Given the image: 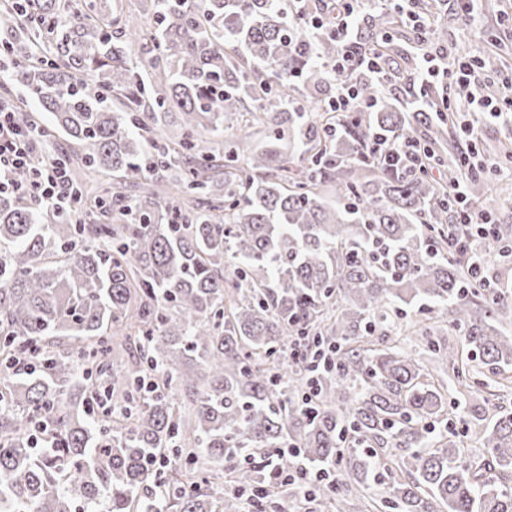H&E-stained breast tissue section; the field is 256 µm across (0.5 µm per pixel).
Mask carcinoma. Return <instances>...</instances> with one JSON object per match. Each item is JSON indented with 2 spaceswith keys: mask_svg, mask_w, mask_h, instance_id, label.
<instances>
[{
  "mask_svg": "<svg viewBox=\"0 0 512 512\" xmlns=\"http://www.w3.org/2000/svg\"><path fill=\"white\" fill-rule=\"evenodd\" d=\"M149 2L142 24L97 0H0V26L18 31L9 80L28 91L10 109L41 130L30 101L53 114L72 143L59 161L80 168L73 183L88 199L63 213L0 195V512H237L234 489L263 477L240 456L288 441L308 463H341L307 500L275 487L264 503L282 512L328 501L355 512L342 485L381 470L370 512H512V411L481 430L479 447H456L435 434L443 382L403 347L422 337L466 387L474 353L502 376L512 306L477 285L490 273L475 271L473 246L456 245L466 234L446 182L369 150L373 133L413 141L429 123L448 146L434 164L491 209L489 176L462 170L447 144L453 115L410 113L417 92L401 99L355 72L344 80L370 108L307 120L336 41L320 31L306 51L287 0ZM414 2L434 16L424 45L444 49L446 0ZM392 24L373 3L352 35L387 67L406 64L398 84L409 87L418 66ZM248 100L230 140L208 137ZM156 135L157 155L144 147ZM297 151L305 164L293 168ZM435 308L461 346L430 324ZM397 318L402 339L360 343ZM304 336L336 351L310 409L302 365L288 358ZM345 418L375 455L343 449ZM393 448L416 452L397 461Z\"/></svg>",
  "mask_w": 512,
  "mask_h": 512,
  "instance_id": "1",
  "label": "carcinoma"
}]
</instances>
